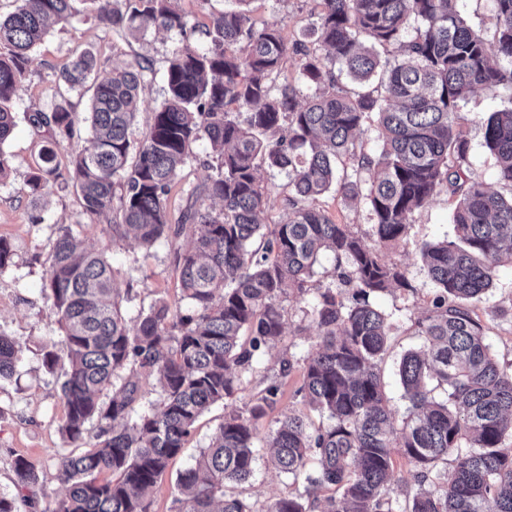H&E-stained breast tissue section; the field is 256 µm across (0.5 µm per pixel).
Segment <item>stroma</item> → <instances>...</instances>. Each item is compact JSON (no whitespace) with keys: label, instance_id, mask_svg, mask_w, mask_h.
Instances as JSON below:
<instances>
[{"label":"stroma","instance_id":"1","mask_svg":"<svg viewBox=\"0 0 512 512\" xmlns=\"http://www.w3.org/2000/svg\"><path fill=\"white\" fill-rule=\"evenodd\" d=\"M313 7L312 0H251L249 5L258 22L281 25L291 43L301 40ZM174 40V35L150 32L145 39L136 41L83 17L54 25L31 54L28 75L13 106L16 126L0 147L10 159L7 176L0 178V237L7 238L14 250L12 266L0 271V334L13 338L20 348L14 375L0 381V494H16L11 462L15 456L26 457L39 475L31 512H55L65 495V486L57 477L56 461L72 450L60 431L65 415L60 390L62 378L43 366L44 352L61 340V331L42 292L48 256L59 225H71L85 245L106 254L118 287L125 291L123 308L127 317H136L140 310L159 300L180 302L181 290L170 242L162 240L147 249L131 239H113L107 227L108 217L84 215L73 188L54 183L45 207L34 210L26 182L37 166L44 136L28 122L26 115L35 110L48 113L55 108L59 102L57 75L75 53L91 50L98 59V75L102 78L113 68L133 62L141 53L151 59L154 72L146 78L140 109L131 129L132 140H140L154 110L164 99L162 73ZM503 95L500 89L477 90L470 96L465 111L477 118L468 127L474 172L489 187L506 194L512 192V187L500 182L480 123ZM209 154L208 142L199 141L175 180L167 200L171 223H178L190 192L204 181L207 175L204 164ZM320 204L337 223L349 225L366 244H374L365 201L348 202L332 190L321 197ZM37 213L41 214L42 223H33L32 217ZM451 213L447 193L438 194L430 205L415 213L400 245L381 250L386 262L405 269L412 284L411 290H398L378 300L379 305L393 314L390 350L382 372L390 405L400 416L406 414L408 403L396 375V364L404 351L420 345L421 340L414 336L410 325L413 319L431 309L435 293L423 267L420 248L425 242L452 235ZM284 307L286 328L283 336L265 350L262 365L266 368L276 367L283 356L302 359L315 343L316 329L303 313V301L293 295ZM475 312L487 328V341L495 358L501 365L512 367L511 266L500 268L492 288L476 303ZM223 420L224 406L220 403L199 418L185 448L171 460L151 489L149 512H173L178 474L194 464ZM296 489L291 478L268 466L265 450H258L255 474L242 487L244 496L261 507Z\"/></svg>","mask_w":512,"mask_h":512}]
</instances>
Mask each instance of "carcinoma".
I'll list each match as a JSON object with an SVG mask.
<instances>
[{
  "label": "carcinoma",
  "instance_id": "cac0c4a2",
  "mask_svg": "<svg viewBox=\"0 0 512 512\" xmlns=\"http://www.w3.org/2000/svg\"><path fill=\"white\" fill-rule=\"evenodd\" d=\"M16 2L0 18L1 178L10 168L1 145L15 126L9 104L50 24L91 12L103 28L136 40L150 30L181 36L169 52L165 99L137 146L130 128L150 60L140 56L101 80L91 51L63 67L58 87L77 101L65 97L50 113L28 115L49 143L27 181L34 204L49 194L48 177L60 178L85 214L112 213V238L151 247L179 237L168 195L194 145L206 140L211 149L209 173L181 216L193 235L174 251L187 308L160 300L126 317L109 259L80 249L70 226L58 227L43 292L66 358L49 350L44 364L63 377L61 432L74 451L56 462L66 486L56 512H149L147 492L217 403L224 421L178 476L176 512H512V448L502 446L512 434V369L495 359L473 309L499 268L512 266V198L474 174L464 113L478 88L512 90V0H493V50L459 0H313L314 20L291 45L279 24L252 17L250 0H235L212 18L203 47L174 0ZM290 51L300 56L296 80L284 74ZM371 116L375 152L360 141ZM82 123L89 145L72 148L64 175L54 147ZM483 128L499 180L512 186V98ZM264 166L288 172L286 219L266 233ZM334 187L365 199L384 246L398 245L415 211L441 191L455 199L453 235L421 247L435 294L430 312L411 321L423 347L400 359L409 403L400 420L380 368L392 314L371 298L413 286L402 267L320 206ZM323 254L334 257L335 289L310 287ZM291 295L306 298L317 331L295 392L308 412L290 409L277 420L270 464L304 492L259 510L233 489L253 476L258 421L276 403L292 359L280 361L249 405L236 401L242 375L284 334ZM17 363L14 341L0 334V379ZM141 376L159 393L147 411L137 410ZM397 454L410 465L403 481L417 486L403 506L390 487ZM13 470L19 495H0V512H24L38 483L25 458Z\"/></svg>",
  "mask_w": 512,
  "mask_h": 512
}]
</instances>
